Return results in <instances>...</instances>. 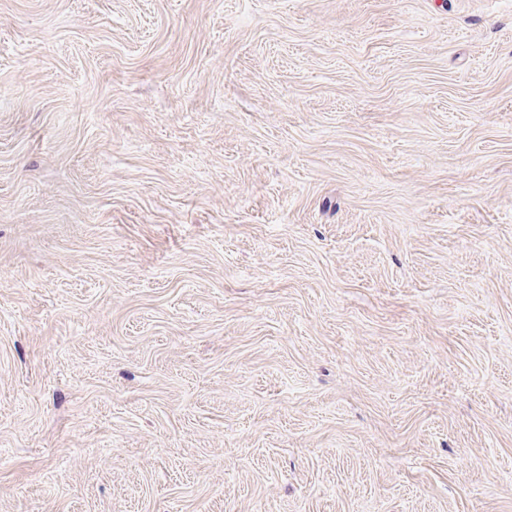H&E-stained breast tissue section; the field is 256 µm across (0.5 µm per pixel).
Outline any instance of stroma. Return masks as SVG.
Masks as SVG:
<instances>
[{
	"instance_id": "1",
	"label": "stroma",
	"mask_w": 512,
	"mask_h": 512,
	"mask_svg": "<svg viewBox=\"0 0 512 512\" xmlns=\"http://www.w3.org/2000/svg\"><path fill=\"white\" fill-rule=\"evenodd\" d=\"M0 512H512V0H0Z\"/></svg>"
}]
</instances>
